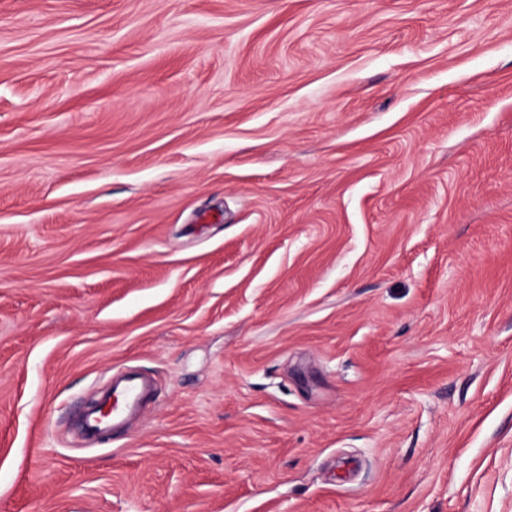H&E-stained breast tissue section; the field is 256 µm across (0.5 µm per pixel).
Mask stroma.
<instances>
[{
	"instance_id": "obj_1",
	"label": "stroma",
	"mask_w": 512,
	"mask_h": 512,
	"mask_svg": "<svg viewBox=\"0 0 512 512\" xmlns=\"http://www.w3.org/2000/svg\"><path fill=\"white\" fill-rule=\"evenodd\" d=\"M0 512H512V0H0ZM154 394L151 378L137 374L125 375L112 386V395L104 402L107 412L84 413L82 419L89 434L99 433L108 427L117 428L129 417L139 412Z\"/></svg>"
}]
</instances>
